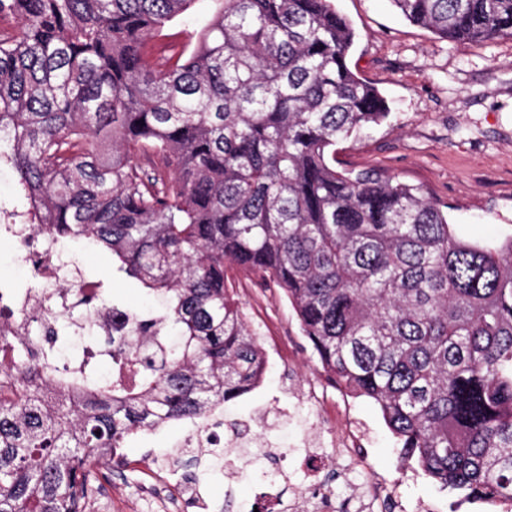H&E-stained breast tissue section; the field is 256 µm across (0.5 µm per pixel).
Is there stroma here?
I'll list each match as a JSON object with an SVG mask.
<instances>
[{"mask_svg":"<svg viewBox=\"0 0 512 512\" xmlns=\"http://www.w3.org/2000/svg\"><path fill=\"white\" fill-rule=\"evenodd\" d=\"M333 3L357 33L348 59L351 69L378 88L391 112L360 138L337 145L336 169L374 171L419 188L447 208L448 221L462 238L512 236V39L452 43L411 24L392 0ZM54 260L64 263L69 277L103 288L108 301L141 311L159 309L106 253L64 241L56 245ZM231 284L264 350L268 374L257 388L216 410L215 418L229 424L257 417L255 438L281 450L264 470L299 472L287 450L314 432L318 420H325L330 432L351 424L359 429L363 458L329 454L320 474L335 489L338 512L373 475L392 483L404 500L432 499L440 512H476L474 501L440 489L415 461L403 457L373 402L346 395L328 379L281 288L254 274H234ZM38 285L14 237L0 236V287L21 292ZM308 383L322 396L326 416L306 403L289 409L296 385ZM195 432L193 422L179 420L130 437L119 463L92 468L100 486L84 512H157L141 488L149 483L162 450ZM264 470L240 463L229 478L221 461L196 458L165 477L177 488L195 482L209 512H254L263 504Z\"/></svg>","mask_w":512,"mask_h":512,"instance_id":"1","label":"stroma"}]
</instances>
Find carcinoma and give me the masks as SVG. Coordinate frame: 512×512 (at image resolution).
<instances>
[{
  "label": "carcinoma",
  "mask_w": 512,
  "mask_h": 512,
  "mask_svg": "<svg viewBox=\"0 0 512 512\" xmlns=\"http://www.w3.org/2000/svg\"><path fill=\"white\" fill-rule=\"evenodd\" d=\"M195 0H0V167L27 224L87 240L161 303L71 364L0 330V512H82L127 439L210 419L266 361L227 271L282 288L328 378L372 401L440 488L512 502V240L464 242L416 187L339 172L390 115L332 0H216L198 44H149ZM450 42L512 37V0H392Z\"/></svg>",
  "instance_id": "obj_1"
}]
</instances>
